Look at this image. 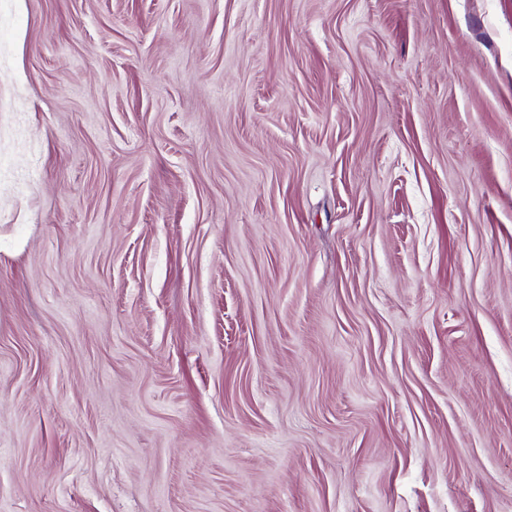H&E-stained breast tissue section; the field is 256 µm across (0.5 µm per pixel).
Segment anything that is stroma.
<instances>
[{
	"label": "stroma",
	"mask_w": 512,
	"mask_h": 512,
	"mask_svg": "<svg viewBox=\"0 0 512 512\" xmlns=\"http://www.w3.org/2000/svg\"><path fill=\"white\" fill-rule=\"evenodd\" d=\"M0 512H512V0H0Z\"/></svg>",
	"instance_id": "obj_1"
}]
</instances>
